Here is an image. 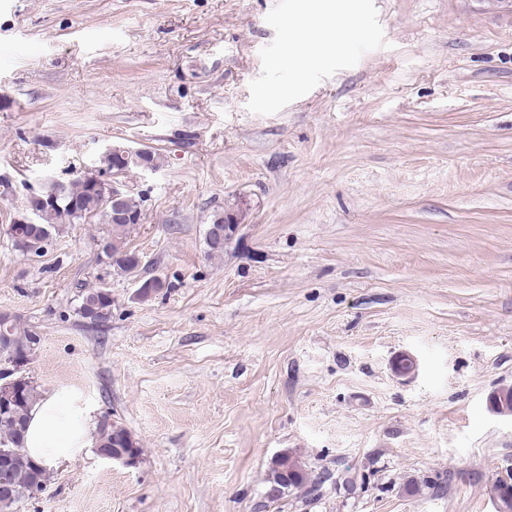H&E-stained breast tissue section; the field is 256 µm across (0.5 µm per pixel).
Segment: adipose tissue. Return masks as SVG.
<instances>
[{
  "label": "adipose tissue",
  "instance_id": "adipose-tissue-1",
  "mask_svg": "<svg viewBox=\"0 0 512 512\" xmlns=\"http://www.w3.org/2000/svg\"><path fill=\"white\" fill-rule=\"evenodd\" d=\"M89 444L84 418L67 402L52 395L38 403L31 413L24 446L29 456L41 464L77 455Z\"/></svg>",
  "mask_w": 512,
  "mask_h": 512
}]
</instances>
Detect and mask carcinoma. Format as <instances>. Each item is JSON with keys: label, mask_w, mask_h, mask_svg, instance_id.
<instances>
[{"label": "carcinoma", "mask_w": 512, "mask_h": 512, "mask_svg": "<svg viewBox=\"0 0 512 512\" xmlns=\"http://www.w3.org/2000/svg\"><path fill=\"white\" fill-rule=\"evenodd\" d=\"M58 192L56 205L44 213L41 225L49 228L51 233H59L65 224H75L94 218H101L111 225L108 238L102 240L104 261L112 268L126 274H132L129 265L130 256L135 251L127 247L125 242L128 227L124 224L112 223V215L104 207L103 193L95 186L79 178L69 184L53 182L43 189V192ZM92 307L93 317L87 319L82 307ZM76 313L80 318L87 319L92 325H102L112 317V293L105 287L88 288L78 295ZM36 333L21 319H16L8 325L0 324V341L8 344L10 348L21 355L30 350V344ZM40 400L38 386L33 381L21 382V395L8 392L0 387V406L5 405L8 411L0 409V450L12 452L8 461L10 482L26 491L33 485L44 489L49 481V472L46 466L35 463L23 448L22 441L28 418ZM119 446L130 450L139 456L142 453L138 441L132 433L117 421L108 419L99 424L96 433V447L110 448ZM268 485H286V491L293 489H307L313 494L318 491V482L310 476L308 470L302 465L298 457L289 450H283L275 457L266 475Z\"/></svg>", "instance_id": "1"}]
</instances>
